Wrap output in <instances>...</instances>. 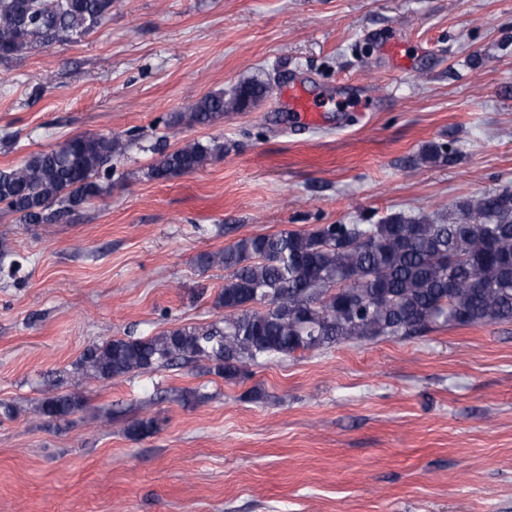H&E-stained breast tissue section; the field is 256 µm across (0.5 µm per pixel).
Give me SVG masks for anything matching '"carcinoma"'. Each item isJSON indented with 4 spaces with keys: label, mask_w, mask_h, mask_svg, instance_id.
I'll use <instances>...</instances> for the list:
<instances>
[{
    "label": "carcinoma",
    "mask_w": 512,
    "mask_h": 512,
    "mask_svg": "<svg viewBox=\"0 0 512 512\" xmlns=\"http://www.w3.org/2000/svg\"><path fill=\"white\" fill-rule=\"evenodd\" d=\"M112 3L0 0V61L90 34L109 19ZM266 90L263 80H244L228 96L202 97L170 124H210L262 101ZM125 149L109 133L32 153L0 169V204L21 224H57L107 193L100 174L112 176V158ZM222 153L224 145L216 141H187L160 152L148 176L193 172ZM198 264L226 272L215 300L224 309L221 318L90 345L77 362L82 375L111 380L206 360L209 372L233 380L272 355L512 322V191L460 201L446 218L397 213L377 224L245 236L200 254ZM84 406L80 393L48 392L35 411L64 421ZM158 429L157 420L138 419L126 432L142 438Z\"/></svg>",
    "instance_id": "1"
}]
</instances>
